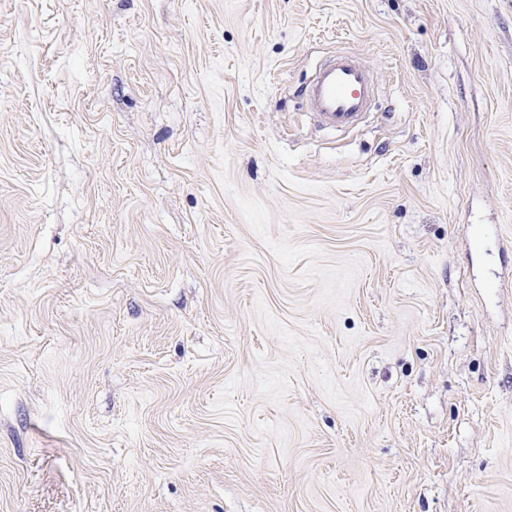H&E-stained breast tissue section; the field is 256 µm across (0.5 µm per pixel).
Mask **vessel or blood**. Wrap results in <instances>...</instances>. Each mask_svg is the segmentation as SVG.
Segmentation results:
<instances>
[{
    "label": "vessel or blood",
    "mask_w": 512,
    "mask_h": 512,
    "mask_svg": "<svg viewBox=\"0 0 512 512\" xmlns=\"http://www.w3.org/2000/svg\"><path fill=\"white\" fill-rule=\"evenodd\" d=\"M301 93L322 128L346 133L363 122L375 99V84L354 56L340 53L318 63Z\"/></svg>",
    "instance_id": "vessel-or-blood-1"
}]
</instances>
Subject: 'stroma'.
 I'll return each mask as SVG.
<instances>
[{"instance_id":"1","label":"stroma","mask_w":512,"mask_h":512,"mask_svg":"<svg viewBox=\"0 0 512 512\" xmlns=\"http://www.w3.org/2000/svg\"><path fill=\"white\" fill-rule=\"evenodd\" d=\"M0 512H512V0H0ZM375 90L368 69L354 56L340 53L318 63L300 94L306 96L308 110L322 128L346 133L361 125Z\"/></svg>"}]
</instances>
